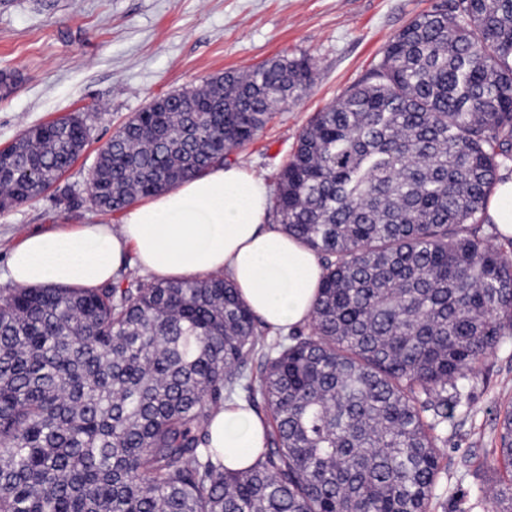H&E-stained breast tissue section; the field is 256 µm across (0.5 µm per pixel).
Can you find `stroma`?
Masks as SVG:
<instances>
[{
	"mask_svg": "<svg viewBox=\"0 0 512 512\" xmlns=\"http://www.w3.org/2000/svg\"><path fill=\"white\" fill-rule=\"evenodd\" d=\"M446 0H0V148L23 130L82 113L90 130L82 156L36 199L0 213V271L24 235L82 224L119 226L120 214L87 204L99 150L152 100L205 77L257 67L282 55L310 58L314 81L235 155L275 186L280 167L313 115L364 80L384 46L412 18ZM77 197L81 206L70 207ZM512 408V336L478 367L469 409L448 422L441 447L448 479L439 512L464 492L473 512L502 484L484 467Z\"/></svg>",
	"mask_w": 512,
	"mask_h": 512,
	"instance_id": "35a3bbf8",
	"label": "stroma"
}]
</instances>
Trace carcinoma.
<instances>
[{"instance_id":"obj_1","label":"carcinoma","mask_w":512,"mask_h":512,"mask_svg":"<svg viewBox=\"0 0 512 512\" xmlns=\"http://www.w3.org/2000/svg\"><path fill=\"white\" fill-rule=\"evenodd\" d=\"M312 81L283 56L146 106L98 155L89 203L121 212L230 164ZM88 138L78 113L26 129L0 155V206L38 197ZM511 160L512 0H452L278 174V223L324 268L308 331L265 335L220 276L1 291L0 512H432L448 419L512 335V253L474 228ZM242 391L269 429L232 471L207 427ZM501 429L512 466L511 408Z\"/></svg>"}]
</instances>
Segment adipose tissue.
Returning <instances> with one entry per match:
<instances>
[{
    "instance_id": "1",
    "label": "adipose tissue",
    "mask_w": 512,
    "mask_h": 512,
    "mask_svg": "<svg viewBox=\"0 0 512 512\" xmlns=\"http://www.w3.org/2000/svg\"><path fill=\"white\" fill-rule=\"evenodd\" d=\"M269 189L237 165L203 175L125 211L119 228L84 224L31 233L10 250L4 277L16 287L95 288L113 280L127 255L154 279L226 276L271 330L307 324L322 267L316 255L267 223ZM484 219L512 237V174L502 175ZM268 425L227 402L214 410L209 446L230 469L251 465L266 446Z\"/></svg>"
}]
</instances>
